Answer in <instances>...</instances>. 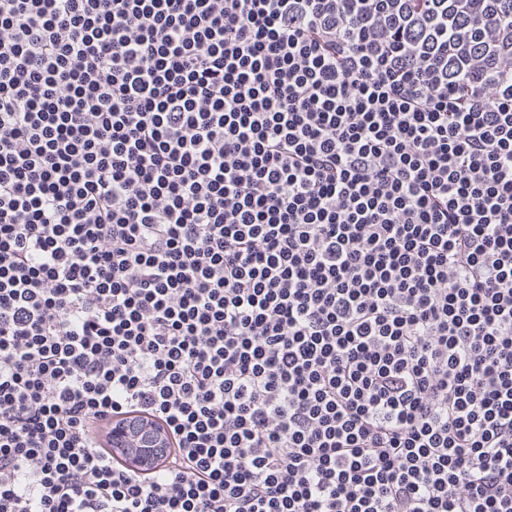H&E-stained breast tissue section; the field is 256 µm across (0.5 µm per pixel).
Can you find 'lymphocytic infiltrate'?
<instances>
[{
    "label": "lymphocytic infiltrate",
    "instance_id": "lymphocytic-infiltrate-1",
    "mask_svg": "<svg viewBox=\"0 0 512 512\" xmlns=\"http://www.w3.org/2000/svg\"><path fill=\"white\" fill-rule=\"evenodd\" d=\"M0 512H512V0H0ZM115 420L116 419L110 420L101 425L96 434L98 442L105 448H109L113 455L121 460L124 466L129 470L140 473L143 471L155 469L163 458L162 452H160L156 458L153 456L149 458H143L137 451L135 447L136 445L132 440L134 431L141 426H146L153 430H157V425L156 423L154 424L153 419H150L149 423V419L147 418L135 417L132 415L128 416L124 421L114 424ZM132 420H135V422L133 423V426L130 427ZM118 428H120L125 433L121 439H117L112 436V433ZM157 434L161 437V441H163L162 446L165 447L164 453H166L168 448L166 432L163 428H160L159 431L157 430Z\"/></svg>",
    "mask_w": 512,
    "mask_h": 512
}]
</instances>
